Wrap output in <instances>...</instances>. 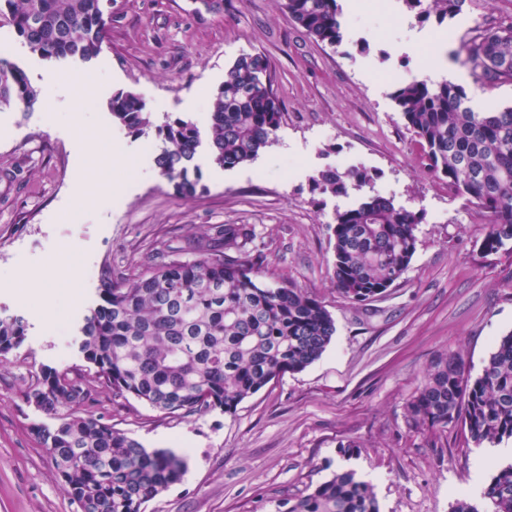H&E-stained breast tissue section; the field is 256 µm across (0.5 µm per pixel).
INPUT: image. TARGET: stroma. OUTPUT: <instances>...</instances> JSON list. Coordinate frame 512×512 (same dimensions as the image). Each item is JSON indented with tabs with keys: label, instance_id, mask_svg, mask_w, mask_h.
I'll return each mask as SVG.
<instances>
[{
	"label": "stroma",
	"instance_id": "obj_1",
	"mask_svg": "<svg viewBox=\"0 0 512 512\" xmlns=\"http://www.w3.org/2000/svg\"><path fill=\"white\" fill-rule=\"evenodd\" d=\"M339 2L348 36L338 47L309 37L277 0H224L220 15L196 13L193 0H102L106 36L88 62H48L0 27V54L41 93L31 110H0V313L27 325L0 361V512H79L33 432L62 416L25 392L44 365L94 378L79 327L99 301L103 266L146 274L217 224L246 225L262 281L316 294L336 334L319 360L232 414L175 417L98 390L95 416L185 460L143 512H287L346 471L372 484L380 512H452L460 498L488 512L482 493L512 458L474 447L460 422L413 427L407 404L438 356L460 353L475 377L512 332V252L482 253V212L429 172L392 94L426 78L436 47L456 52L477 30L512 21V0H478L442 23L418 22L401 0L382 14L367 13L368 0ZM255 53L268 58L282 107L274 144L230 170L200 150L197 191L182 197L155 167V131L135 136L113 122L112 95H140L155 126L187 114L204 129L225 70ZM454 70L474 109L512 104V84ZM63 72L91 73L94 97L72 103ZM82 133L97 135L93 153L76 149ZM352 166L375 173L373 192L424 215L404 274L363 303L336 288L330 229L363 194L312 189L319 170ZM62 265L64 279L54 274ZM22 270L40 289L16 285Z\"/></svg>",
	"mask_w": 512,
	"mask_h": 512
}]
</instances>
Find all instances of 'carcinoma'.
<instances>
[{
	"label": "carcinoma",
	"mask_w": 512,
	"mask_h": 512,
	"mask_svg": "<svg viewBox=\"0 0 512 512\" xmlns=\"http://www.w3.org/2000/svg\"><path fill=\"white\" fill-rule=\"evenodd\" d=\"M101 0H0V26H11L46 60L98 55L106 31ZM420 21L456 17L476 0H403ZM279 7L317 42L336 47L347 35L338 0H279ZM463 64L490 85L512 82V23L486 28L462 43ZM392 97L420 140L432 173L482 211L485 254L512 244V105L479 112L463 88L413 79ZM39 92L17 65L0 58V109H31ZM112 118L132 134L151 128L164 147L154 163L184 197L195 194L194 165L202 145L195 122L177 117L157 127L133 92L112 95ZM281 106L270 64L259 53L237 58L224 72L212 103L207 144L214 164L233 169L255 160L275 141ZM365 169L327 168L314 178L323 193L345 194L371 185ZM419 212L380 194L336 213L334 279L353 302L383 294L407 269L417 246ZM243 224H220L192 243L197 257L177 253L147 275L129 277L107 265L100 303L81 328L80 352L100 384L132 395L153 409L183 417L220 409L233 413L250 395L287 372L318 360L336 333L334 319L316 295L260 281L259 257L246 249ZM23 318L0 315V356L23 343ZM95 385L79 372L41 367L25 393L40 411L69 410L53 428L34 432L53 458L68 493L82 512H142L177 482L182 457L149 452L90 412ZM416 427L443 430L462 421L475 447L512 439V333L503 336L471 378L458 353L439 357L407 405ZM483 497L491 512H512V464L492 477ZM287 512H379L373 488L352 472L335 474L298 498Z\"/></svg>",
	"instance_id": "carcinoma-1"
}]
</instances>
